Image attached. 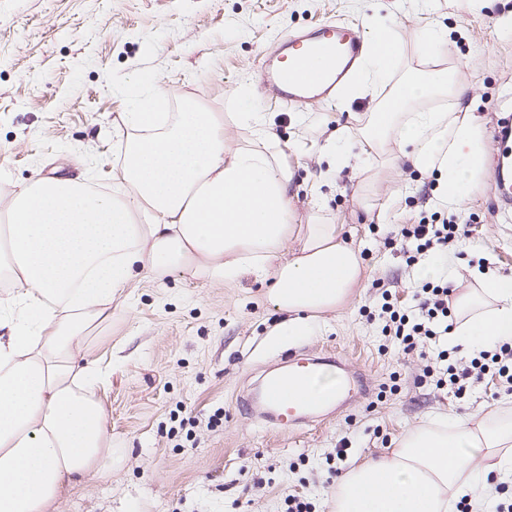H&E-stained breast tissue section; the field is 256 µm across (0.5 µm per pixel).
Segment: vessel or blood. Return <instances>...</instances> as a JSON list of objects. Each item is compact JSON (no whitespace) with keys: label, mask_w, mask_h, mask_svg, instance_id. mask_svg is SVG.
Here are the masks:
<instances>
[{"label":"vessel or blood","mask_w":512,"mask_h":512,"mask_svg":"<svg viewBox=\"0 0 512 512\" xmlns=\"http://www.w3.org/2000/svg\"><path fill=\"white\" fill-rule=\"evenodd\" d=\"M367 44L360 28L332 22L307 31L293 32L266 55L257 71L263 86L291 109L309 102H332L337 91L358 72ZM492 151L493 190L499 202H512V116L504 117ZM333 353L314 357L289 354L288 367L267 373L255 394L239 399L241 408L263 403L265 420L283 430L316 420L323 409L334 405L351 390L349 378L340 376L330 386L320 383L324 366L335 363Z\"/></svg>","instance_id":"vessel-or-blood-1"}]
</instances>
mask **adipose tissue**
I'll use <instances>...</instances> for the list:
<instances>
[{"label":"adipose tissue","mask_w":512,"mask_h":512,"mask_svg":"<svg viewBox=\"0 0 512 512\" xmlns=\"http://www.w3.org/2000/svg\"><path fill=\"white\" fill-rule=\"evenodd\" d=\"M352 95L392 85L367 123L336 129L320 147L342 170L359 144L392 164L408 158L438 174L437 206L458 209L481 171L486 144L468 112L411 111L412 103L468 88L444 69L395 81L401 40L381 23ZM246 145L224 146V117L198 107L124 113L128 128L117 188L36 178L0 221V266L13 284L0 301V512H54L69 486L98 472L112 450L95 387L103 373L85 346L112 319L118 289L173 271L233 281L250 270L271 281L269 298L288 318L280 334L308 330L311 317L340 309L362 277L358 248L335 225L294 224L292 175L258 112L238 113ZM397 154H390V145ZM288 258L279 253L291 241ZM476 288L457 301L453 340L475 348L512 340V276L472 270ZM512 475V410L423 423L379 455L354 460L337 479L333 512H474L492 498L488 477Z\"/></svg>","instance_id":"1"}]
</instances>
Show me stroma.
Returning a JSON list of instances; mask_svg holds the SVG:
<instances>
[{"mask_svg": "<svg viewBox=\"0 0 512 512\" xmlns=\"http://www.w3.org/2000/svg\"><path fill=\"white\" fill-rule=\"evenodd\" d=\"M377 16L401 37L398 77L447 69L471 87L456 104L487 134L497 113H512V0H433L427 14L412 0H0V207L35 176L112 192L126 139L119 115L152 96L166 112L193 103L223 113L224 141L236 148L249 138L234 117L237 99L251 90L293 174L295 223H308L320 195L323 218L360 249L365 268L343 309L281 342L271 338L285 319L267 298L271 284L248 272L230 283L174 272L120 289L111 323L87 340L108 367L97 395L112 463L70 488L57 512H284L290 494L332 512L336 480L358 456L384 452L436 417L504 404L505 390L488 378L461 400L422 381L425 359L387 347L382 333L383 290L407 302L422 284L419 266L386 240L435 212L436 174L406 162L367 171L357 151L337 175L319 178L327 134L362 126L389 88L298 113L256 79L289 31L340 20L368 36ZM429 21L448 30L449 49L434 62L419 43ZM448 219L471 228L450 248L460 264L449 286L474 287L469 270L482 258L512 275V207L496 206L489 172ZM294 348L334 352L366 390L297 431L261 426L238 397Z\"/></svg>", "mask_w": 512, "mask_h": 512, "instance_id": "obj_1", "label": "stroma"}]
</instances>
